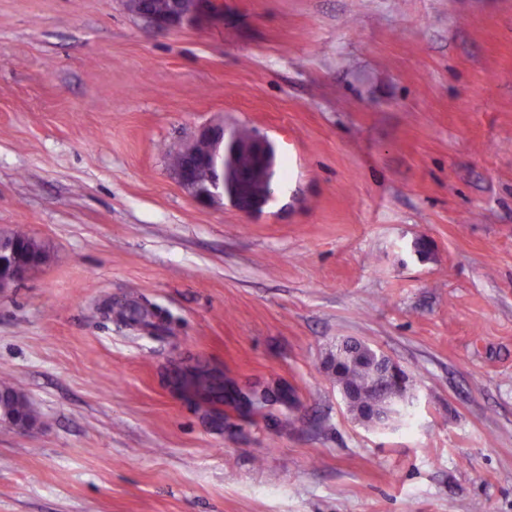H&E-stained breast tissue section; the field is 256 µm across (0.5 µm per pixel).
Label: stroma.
<instances>
[{
  "instance_id": "stroma-1",
  "label": "stroma",
  "mask_w": 512,
  "mask_h": 512,
  "mask_svg": "<svg viewBox=\"0 0 512 512\" xmlns=\"http://www.w3.org/2000/svg\"><path fill=\"white\" fill-rule=\"evenodd\" d=\"M0 0V512H512V0ZM211 122L273 195L203 205L169 155ZM410 377L389 429L324 367ZM223 373V403L175 390ZM131 9L158 28L195 24L208 9H215L212 0H168L161 10H154L146 0H129ZM43 263L42 257L22 252L17 242L4 244L0 241V288L25 279ZM353 355V352L350 353L345 350V346L343 344L336 345L335 353H332L328 359V369L333 374L335 369L339 366L351 362L353 360ZM380 364L381 363L378 360V352H376L375 356L369 357L366 361L348 363L344 366L342 380L348 386L361 388L375 375ZM217 380L215 371L205 367H194L181 376L180 384L187 392L210 397L218 386ZM19 391L13 386L9 375L5 372L0 373V400L1 396L4 397L3 403L5 405L12 407L15 411H20L22 409L25 410V415L34 423L38 422V414L36 411L30 407V405L26 402L23 406L18 402L14 401L11 397L15 396Z\"/></svg>"
}]
</instances>
